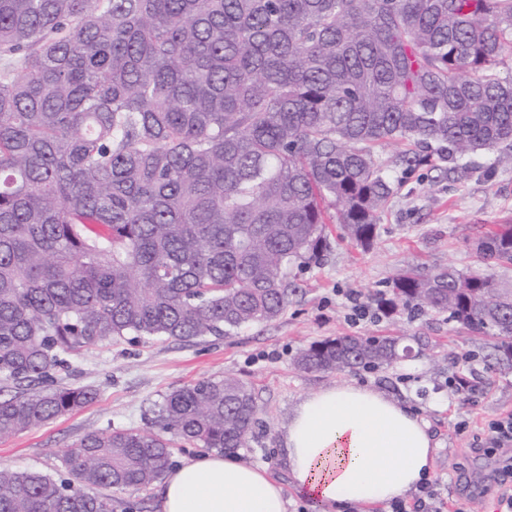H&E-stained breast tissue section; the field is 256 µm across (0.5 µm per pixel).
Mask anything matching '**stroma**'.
Wrapping results in <instances>:
<instances>
[{"instance_id": "stroma-1", "label": "stroma", "mask_w": 512, "mask_h": 512, "mask_svg": "<svg viewBox=\"0 0 512 512\" xmlns=\"http://www.w3.org/2000/svg\"><path fill=\"white\" fill-rule=\"evenodd\" d=\"M398 180L372 248L336 239L320 263L291 268L297 293L278 319L190 342L125 336L71 357L58 383L95 388L98 399L0 438V464L53 471L86 431L148 428L172 390L233 373L252 386L259 408L241 454L282 482L280 433L294 406L311 392L353 379L410 405L428 421L437 442L430 486L447 499L450 512H471L476 505L499 512L512 474L502 469L503 454L487 455L478 447L489 423L512 412V369L489 370L487 339L464 336L445 316L406 309L393 321L372 308L355 311L353 304L367 302L402 268L449 264L480 270L472 243L489 225L512 219V169L497 164L495 152L480 151L468 158L464 173L422 169ZM398 334L406 345L434 347L437 359L419 354L388 368L341 375L294 366L300 348L329 337Z\"/></svg>"}]
</instances>
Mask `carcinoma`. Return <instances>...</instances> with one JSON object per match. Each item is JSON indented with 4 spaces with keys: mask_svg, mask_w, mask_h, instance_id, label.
I'll return each instance as SVG.
<instances>
[{
    "mask_svg": "<svg viewBox=\"0 0 512 512\" xmlns=\"http://www.w3.org/2000/svg\"><path fill=\"white\" fill-rule=\"evenodd\" d=\"M512 0H0V437L96 400L64 356L127 335L189 341L270 322L328 225L369 248L403 170L481 150L512 168ZM512 265V224L475 243ZM448 315L512 369V285L456 267L371 295ZM400 336L301 349L304 372L389 367ZM233 374L167 394L151 428L85 433L54 472L0 466V512H112L173 450L248 447Z\"/></svg>",
    "mask_w": 512,
    "mask_h": 512,
    "instance_id": "1",
    "label": "carcinoma"
}]
</instances>
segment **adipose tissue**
Wrapping results in <instances>:
<instances>
[{
    "instance_id": "adipose-tissue-1",
    "label": "adipose tissue",
    "mask_w": 512,
    "mask_h": 512,
    "mask_svg": "<svg viewBox=\"0 0 512 512\" xmlns=\"http://www.w3.org/2000/svg\"><path fill=\"white\" fill-rule=\"evenodd\" d=\"M287 484L233 452H201L170 469L159 512H288L286 489L313 512H369L418 492L437 443L412 407L352 381L304 396L281 436Z\"/></svg>"
}]
</instances>
